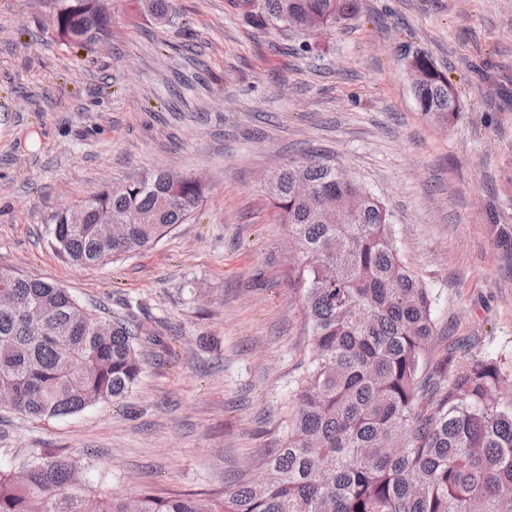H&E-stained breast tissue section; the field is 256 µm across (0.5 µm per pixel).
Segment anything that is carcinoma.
Listing matches in <instances>:
<instances>
[{"label": "carcinoma", "instance_id": "cac0c4a2", "mask_svg": "<svg viewBox=\"0 0 512 512\" xmlns=\"http://www.w3.org/2000/svg\"><path fill=\"white\" fill-rule=\"evenodd\" d=\"M168 0H139L162 23ZM241 21L254 28L307 31L349 20L355 0H238ZM56 33L93 45L109 34L96 0H67ZM432 71L413 85L421 112L450 122L457 96ZM307 183L325 197L348 196L346 218L314 212L294 194ZM267 194L297 251L308 348L284 419L286 436L267 448L251 477L205 496H159L144 486L129 496L93 494L82 465L58 448L25 464L28 479L0 472V512H512V399L494 396L497 363L476 361L448 372V358L426 370L435 336L431 292L403 265L385 205L336 165L305 159L272 174ZM203 184L169 170L107 187L83 204L82 224L53 218L58 256L97 266L157 243L198 207ZM14 305L0 307V389L7 407L34 419L78 413L118 401L141 367L136 340L155 338L129 310L100 316L67 290L0 270Z\"/></svg>", "mask_w": 512, "mask_h": 512}]
</instances>
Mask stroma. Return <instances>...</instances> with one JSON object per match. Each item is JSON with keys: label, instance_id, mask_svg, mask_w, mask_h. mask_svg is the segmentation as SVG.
<instances>
[{"label": "stroma", "instance_id": "1", "mask_svg": "<svg viewBox=\"0 0 512 512\" xmlns=\"http://www.w3.org/2000/svg\"><path fill=\"white\" fill-rule=\"evenodd\" d=\"M105 0L111 34L60 41L61 0H0V270L46 279L106 314L133 308L161 345L117 402L35 420L0 407V469L44 448L79 459L85 489L223 492L273 447L307 339L296 262L265 178L313 156L387 208L402 262L430 289L427 358L497 360L512 398V0H357L306 36L255 29L237 0ZM454 86L426 118L408 61ZM158 169L201 179L191 217L154 246L79 267L53 217ZM413 59L433 74L423 82L413 85L414 96L421 112L438 122H450L458 112L457 96L448 95V80L427 56L416 55Z\"/></svg>", "mask_w": 512, "mask_h": 512}]
</instances>
